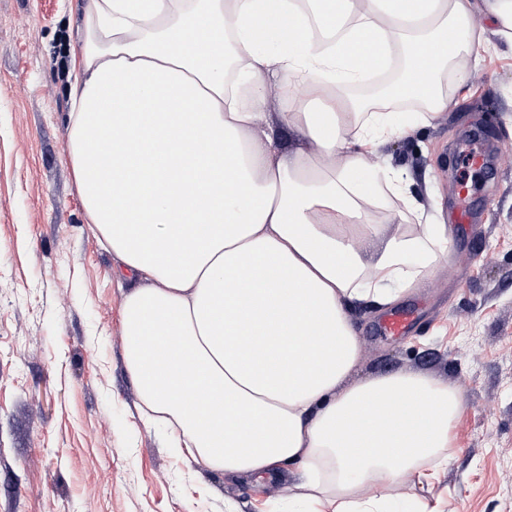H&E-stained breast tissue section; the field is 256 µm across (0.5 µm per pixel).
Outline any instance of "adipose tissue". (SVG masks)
<instances>
[{
  "label": "adipose tissue",
  "instance_id": "1",
  "mask_svg": "<svg viewBox=\"0 0 512 512\" xmlns=\"http://www.w3.org/2000/svg\"><path fill=\"white\" fill-rule=\"evenodd\" d=\"M68 160L120 261L124 357L142 416L228 478L292 464L306 512H397L376 485L447 468L465 406L420 371L353 380L351 305L386 306L447 258L448 227L366 156L409 126L350 87L392 59L415 124L457 106L448 64L512 48V0H79ZM300 111L270 122L271 78ZM302 144L285 151L278 130ZM393 197L403 221L376 223Z\"/></svg>",
  "mask_w": 512,
  "mask_h": 512
}]
</instances>
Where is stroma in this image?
<instances>
[{"instance_id":"stroma-1","label":"stroma","mask_w":512,"mask_h":512,"mask_svg":"<svg viewBox=\"0 0 512 512\" xmlns=\"http://www.w3.org/2000/svg\"><path fill=\"white\" fill-rule=\"evenodd\" d=\"M73 0H0V512H290L292 467L230 480L167 446L139 416L123 358L118 258L89 224L67 161L60 51ZM466 100L387 142L373 166L431 192L454 243L399 308L411 333L351 309L358 378L402 369L459 389L448 468L407 492L441 512H512V53L463 55ZM485 150L487 162H471ZM466 183L475 215L455 220ZM413 318L410 310L391 312L383 319L378 331L385 336H404L409 332Z\"/></svg>"}]
</instances>
